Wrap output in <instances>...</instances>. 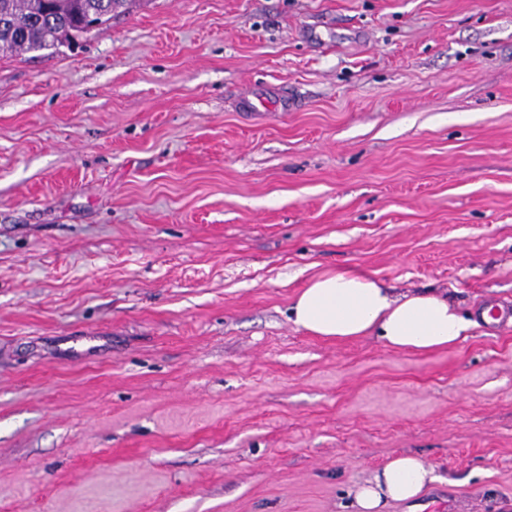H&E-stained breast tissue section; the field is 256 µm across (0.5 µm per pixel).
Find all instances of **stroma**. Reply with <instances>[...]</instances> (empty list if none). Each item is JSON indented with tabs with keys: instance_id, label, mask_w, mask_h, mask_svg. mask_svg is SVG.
Returning a JSON list of instances; mask_svg holds the SVG:
<instances>
[{
	"instance_id": "35a3bbf8",
	"label": "stroma",
	"mask_w": 512,
	"mask_h": 512,
	"mask_svg": "<svg viewBox=\"0 0 512 512\" xmlns=\"http://www.w3.org/2000/svg\"><path fill=\"white\" fill-rule=\"evenodd\" d=\"M337 269L512 310V0H132L0 58V512H356L400 454L382 512H512V319L299 329ZM241 106L246 112H289L293 109L288 96L273 92L252 93L242 97ZM435 480L433 469L418 457L411 454L396 456L390 459L373 479L357 486V512H381L379 510L389 500H415L422 494L426 485Z\"/></svg>"
}]
</instances>
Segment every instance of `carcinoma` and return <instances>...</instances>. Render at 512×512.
Returning <instances> with one entry per match:
<instances>
[{"label":"carcinoma","mask_w":512,"mask_h":512,"mask_svg":"<svg viewBox=\"0 0 512 512\" xmlns=\"http://www.w3.org/2000/svg\"><path fill=\"white\" fill-rule=\"evenodd\" d=\"M126 0H0V56L58 49L85 34L84 20L99 25Z\"/></svg>","instance_id":"cac0c4a2"}]
</instances>
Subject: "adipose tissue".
I'll return each mask as SVG.
<instances>
[{
	"label": "adipose tissue",
	"mask_w": 512,
	"mask_h": 512,
	"mask_svg": "<svg viewBox=\"0 0 512 512\" xmlns=\"http://www.w3.org/2000/svg\"><path fill=\"white\" fill-rule=\"evenodd\" d=\"M298 328L323 338L376 336L396 349H446L465 339L475 323L447 298L429 292L393 295L378 280L336 270L309 281L290 308ZM431 467L411 454L390 459L373 479L358 485L359 512H380L387 501L418 498L434 482Z\"/></svg>",
	"instance_id": "obj_1"
}]
</instances>
